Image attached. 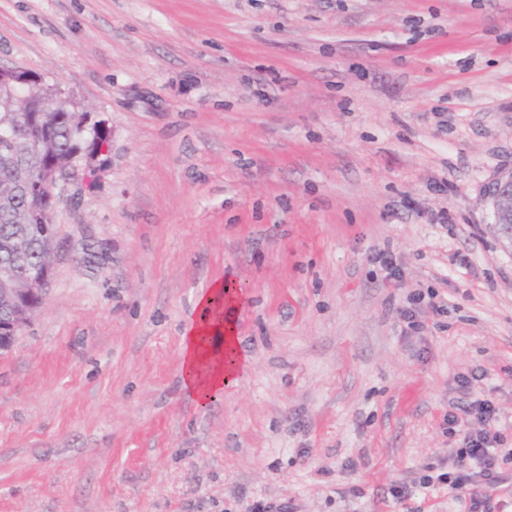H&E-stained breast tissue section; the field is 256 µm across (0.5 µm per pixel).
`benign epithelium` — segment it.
<instances>
[{
  "label": "benign epithelium",
  "instance_id": "1",
  "mask_svg": "<svg viewBox=\"0 0 512 512\" xmlns=\"http://www.w3.org/2000/svg\"><path fill=\"white\" fill-rule=\"evenodd\" d=\"M14 98L25 102L20 111L21 119L13 124L0 125V185L8 188L9 195L35 200L32 214L37 227L46 237L43 242L38 268L26 273L28 288L20 292L0 293V308L12 314L0 317V342L11 341L23 328L22 319L30 318L38 310L50 283L56 239L53 216L60 202L68 194L69 185H86L96 178L102 166L99 158L107 154L109 146L102 144L98 153L86 162L82 148H77L66 163L55 160L46 163L44 158L53 156L55 140L47 136L42 140L23 135L25 128L51 126L60 118L50 120L52 112H63L61 101L68 94L58 82L49 84L41 76L15 67H0V104L7 105ZM488 196L495 206V223L500 234L512 242V172L497 177L488 186ZM31 246V239L22 230L14 235L7 246L10 253L21 254Z\"/></svg>",
  "mask_w": 512,
  "mask_h": 512
}]
</instances>
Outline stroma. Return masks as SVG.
Returning <instances> with one entry per match:
<instances>
[{"instance_id":"obj_1","label":"stroma","mask_w":512,"mask_h":512,"mask_svg":"<svg viewBox=\"0 0 512 512\" xmlns=\"http://www.w3.org/2000/svg\"><path fill=\"white\" fill-rule=\"evenodd\" d=\"M0 65L112 130L0 351V512H467L419 479L477 427L458 377L512 447V0H0ZM223 278L251 366L201 407ZM418 289L448 308L410 334ZM488 196L494 202L500 234L512 244V172L497 177L488 186ZM373 263L379 264L387 273L386 277L397 280L402 277V268L397 256L389 249L374 250L370 256ZM228 285L218 280L199 298L198 317L181 340L182 387L202 407L236 385L248 366L237 336L238 292ZM425 296L421 291L413 292L408 295L406 304L399 308V315L407 323V328L419 332L423 328V323L418 320V309Z\"/></svg>"}]
</instances>
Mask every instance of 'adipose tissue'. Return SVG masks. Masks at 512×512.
<instances>
[{
	"label": "adipose tissue",
	"mask_w": 512,
	"mask_h": 512,
	"mask_svg": "<svg viewBox=\"0 0 512 512\" xmlns=\"http://www.w3.org/2000/svg\"><path fill=\"white\" fill-rule=\"evenodd\" d=\"M237 293L216 281L198 301V317L180 345L181 382L199 406H207L225 388L238 383L248 361L237 336Z\"/></svg>",
	"instance_id": "1"
}]
</instances>
